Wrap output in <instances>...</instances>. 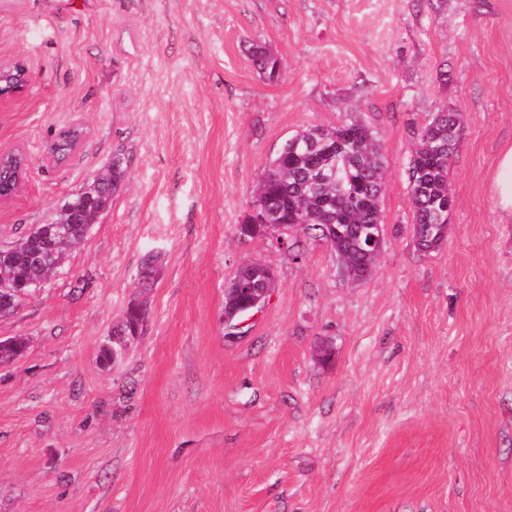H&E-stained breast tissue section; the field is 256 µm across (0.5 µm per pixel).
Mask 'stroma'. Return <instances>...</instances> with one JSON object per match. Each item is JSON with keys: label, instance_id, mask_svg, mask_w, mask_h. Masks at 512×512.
Returning <instances> with one entry per match:
<instances>
[{"label": "stroma", "instance_id": "1", "mask_svg": "<svg viewBox=\"0 0 512 512\" xmlns=\"http://www.w3.org/2000/svg\"><path fill=\"white\" fill-rule=\"evenodd\" d=\"M15 59L30 85L0 108V150L30 164L0 245L114 155L127 169L64 267L0 318V339L27 341L0 366V512H512V223L490 194L512 143V0H0ZM444 109L455 205L424 251L414 131ZM352 116L386 167L370 276L319 238H240L285 140ZM77 123L79 150L48 161ZM150 257L142 334L104 364ZM250 260L277 286L228 340L224 290Z\"/></svg>", "mask_w": 512, "mask_h": 512}]
</instances>
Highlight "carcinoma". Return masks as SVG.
I'll list each match as a JSON object with an SVG mask.
<instances>
[{
    "instance_id": "carcinoma-1",
    "label": "carcinoma",
    "mask_w": 512,
    "mask_h": 512,
    "mask_svg": "<svg viewBox=\"0 0 512 512\" xmlns=\"http://www.w3.org/2000/svg\"><path fill=\"white\" fill-rule=\"evenodd\" d=\"M254 61L268 74L280 76L279 62L263 48H256ZM459 130V115L437 112L427 124L417 129L418 147L409 169L411 203L414 212L413 232L418 246L433 249L445 239L448 224V169L452 162ZM353 136L354 141L328 154L321 142L331 138ZM288 154V164L281 161ZM326 179L316 193L308 190L312 167ZM126 175L124 157L115 155L110 170L101 176L112 186L103 197V210L112 204V196ZM384 167L376 132L368 123L356 118L344 120L330 128H312L289 138L270 160L259 182L255 203L268 208L274 224H299L300 231H315L327 238L328 225L336 226L330 246L347 276L373 265L375 257L365 253V241L380 223V199L383 194ZM67 220L65 212L37 227L38 237L26 235L13 251L0 257V280L46 281L62 268L69 251L82 241L87 224H69V235L58 238L56 230ZM130 319L112 328L102 359L112 362V354H121L127 342ZM25 349L21 338L0 340V364L18 359Z\"/></svg>"
}]
</instances>
